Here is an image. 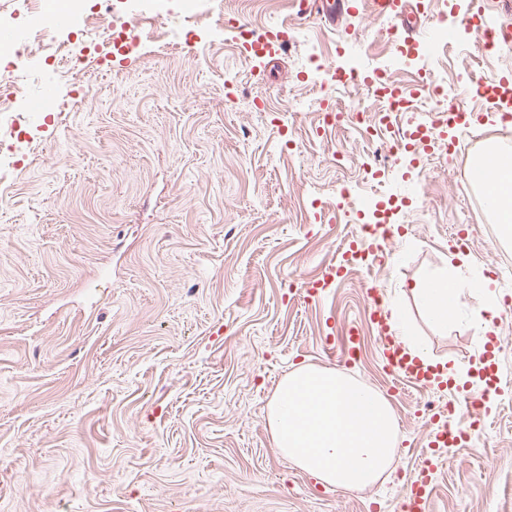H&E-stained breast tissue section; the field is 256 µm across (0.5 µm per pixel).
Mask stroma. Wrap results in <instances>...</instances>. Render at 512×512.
Instances as JSON below:
<instances>
[{
	"label": "stroma",
	"instance_id": "stroma-1",
	"mask_svg": "<svg viewBox=\"0 0 512 512\" xmlns=\"http://www.w3.org/2000/svg\"><path fill=\"white\" fill-rule=\"evenodd\" d=\"M422 2L423 33L443 13L458 36L396 73L414 103L427 78L460 87L512 67V51L481 54L451 0ZM112 3L113 21L131 25L130 66L104 62L83 93L55 84L72 111L0 136V512H400L434 396L408 384L391 394L364 291L380 289L434 362L471 368L484 348L466 314L439 327L408 289L454 273L512 298V242L467 176L487 138L512 153V132L473 123L448 164L423 172L355 130L320 135L309 100L371 107L374 92L323 93L306 57L342 65L349 27L351 59L391 66L384 32L396 22L371 11L333 30L290 0H162L187 16L172 48L165 28ZM221 13L257 36L287 24L294 44L248 59L217 29ZM376 191L394 248L306 301L305 283L373 217L358 196ZM464 220L467 262L453 266ZM347 325L363 348L343 367ZM493 328L498 391L466 446L444 452L431 512H512V314ZM303 364L345 369L390 403L399 444L375 484L326 486L274 448L267 403Z\"/></svg>",
	"mask_w": 512,
	"mask_h": 512
}]
</instances>
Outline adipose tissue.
I'll return each mask as SVG.
<instances>
[{
	"label": "adipose tissue",
	"mask_w": 512,
	"mask_h": 512,
	"mask_svg": "<svg viewBox=\"0 0 512 512\" xmlns=\"http://www.w3.org/2000/svg\"><path fill=\"white\" fill-rule=\"evenodd\" d=\"M489 173L494 176L495 187L486 199L487 209L508 236L512 234V168L504 165L500 147L491 139L486 140L482 153L470 164L468 178L471 185H482ZM467 291V284L445 280L430 288L417 282L410 289L411 294L427 306L431 319L442 327L447 326L462 305Z\"/></svg>",
	"instance_id": "adipose-tissue-1"
}]
</instances>
